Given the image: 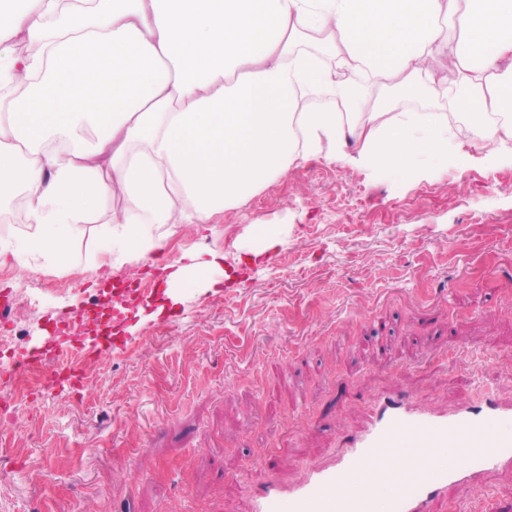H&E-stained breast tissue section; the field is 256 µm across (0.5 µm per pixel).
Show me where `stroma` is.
<instances>
[{
	"label": "stroma",
	"mask_w": 512,
	"mask_h": 512,
	"mask_svg": "<svg viewBox=\"0 0 512 512\" xmlns=\"http://www.w3.org/2000/svg\"><path fill=\"white\" fill-rule=\"evenodd\" d=\"M396 112H440L424 87H375ZM85 224L67 264L18 253L28 225L0 224V290L11 292L6 355L45 347L54 319L92 336L103 322L127 350L103 351L78 398L55 387L11 401L0 430V512H249L246 471L284 482L340 451L382 389L450 409L485 390L512 401V142L448 136V161L410 172L294 165L206 224H155L164 263L281 244L234 280L170 300L155 257L102 246L121 208Z\"/></svg>",
	"instance_id": "obj_1"
}]
</instances>
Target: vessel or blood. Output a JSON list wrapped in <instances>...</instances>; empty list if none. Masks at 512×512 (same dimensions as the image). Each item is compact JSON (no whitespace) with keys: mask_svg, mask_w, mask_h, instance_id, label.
Returning a JSON list of instances; mask_svg holds the SVG:
<instances>
[{"mask_svg":"<svg viewBox=\"0 0 512 512\" xmlns=\"http://www.w3.org/2000/svg\"><path fill=\"white\" fill-rule=\"evenodd\" d=\"M411 439L419 455L408 477L388 483L387 512H429L431 502L452 489L466 497L480 495L483 473L512 466V404L486 399L480 405L451 412L383 393L366 408V423L351 435L343 453L312 468L296 484L285 485L270 473L249 475L258 492L251 512H278L289 502L293 512H375L374 496L339 499L337 487L358 478L374 482L384 454ZM456 442L467 449L452 469L436 468L433 450Z\"/></svg>","mask_w":512,"mask_h":512,"instance_id":"vessel-or-blood-1","label":"vessel or blood"}]
</instances>
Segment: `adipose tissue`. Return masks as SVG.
<instances>
[{
	"label": "adipose tissue",
	"instance_id": "1",
	"mask_svg": "<svg viewBox=\"0 0 512 512\" xmlns=\"http://www.w3.org/2000/svg\"><path fill=\"white\" fill-rule=\"evenodd\" d=\"M23 2H0V205L21 199L22 250L59 262L117 191L107 249L141 259L150 225L208 223L298 162L447 157L446 112L388 113L369 82L464 109L487 155L512 141V0Z\"/></svg>",
	"mask_w": 512,
	"mask_h": 512
}]
</instances>
